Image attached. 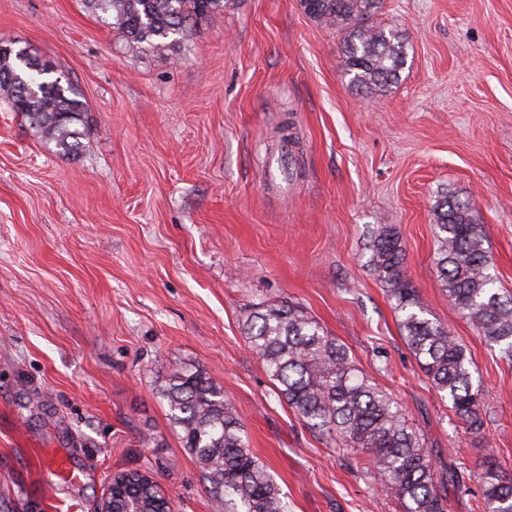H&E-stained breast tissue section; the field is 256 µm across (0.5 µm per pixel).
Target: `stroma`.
Wrapping results in <instances>:
<instances>
[{
  "label": "stroma",
  "mask_w": 512,
  "mask_h": 512,
  "mask_svg": "<svg viewBox=\"0 0 512 512\" xmlns=\"http://www.w3.org/2000/svg\"><path fill=\"white\" fill-rule=\"evenodd\" d=\"M407 63L351 85L343 35L298 0H227L157 49L83 0H0V40L80 94L84 147L45 142L0 98V512H100L113 474L150 473L173 512H224L160 394L203 370L240 412L288 512H400L394 492L296 417L244 321L294 303L401 404L449 512H475L486 461L512 478V360L449 302L433 208L474 204L512 293V0H385ZM400 231L415 298L482 389L465 431L409 353L366 233ZM74 471L61 480L49 461Z\"/></svg>",
  "instance_id": "35a3bbf8"
}]
</instances>
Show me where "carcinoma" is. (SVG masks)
<instances>
[{
	"label": "carcinoma",
	"mask_w": 512,
	"mask_h": 512,
	"mask_svg": "<svg viewBox=\"0 0 512 512\" xmlns=\"http://www.w3.org/2000/svg\"><path fill=\"white\" fill-rule=\"evenodd\" d=\"M112 19L134 43L158 45L181 36L224 7V0H84ZM313 20L344 33L343 63L350 81L369 91L398 79L407 61L406 42L373 18L384 0H299ZM50 67L25 48L0 41V97L57 147L82 148L77 125L84 104L71 84L49 78ZM436 267L448 299L483 336L487 346L512 359V296L495 287L481 225L470 203L443 197L433 210ZM369 263L401 312L404 342L434 389L448 399L455 416L480 435L481 389L475 384L465 347L444 325L417 307L404 274L399 231L379 224L369 233ZM249 348L258 355L278 396L320 438L368 458L373 478L391 486L402 512H446L448 473L435 470L419 432L405 420L386 389L364 375L347 349L296 304L266 305L247 318ZM160 394L184 448L201 468L210 491L224 496L227 512H286L273 479L253 456L244 425L224 390L199 369H179ZM150 488L138 471L125 473L112 492L137 494ZM479 512H512V479L490 461L480 476Z\"/></svg>",
	"instance_id": "carcinoma-1"
}]
</instances>
